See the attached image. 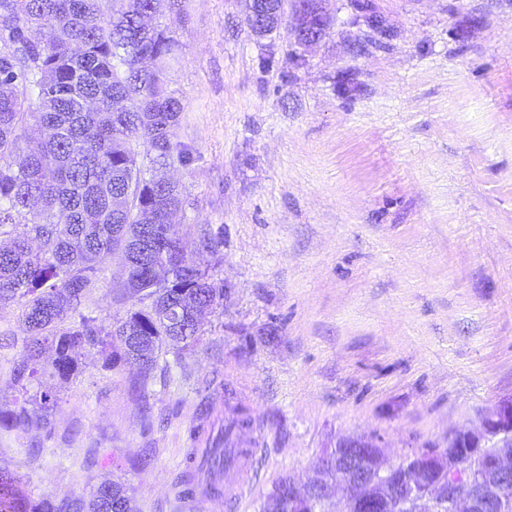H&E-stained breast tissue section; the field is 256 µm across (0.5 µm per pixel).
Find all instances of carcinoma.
<instances>
[{
	"mask_svg": "<svg viewBox=\"0 0 512 512\" xmlns=\"http://www.w3.org/2000/svg\"><path fill=\"white\" fill-rule=\"evenodd\" d=\"M178 0H0V304L16 303L29 333L15 383L35 379L43 346L52 374L76 371L74 349L119 344L176 352L200 341L203 312L224 299L204 263L179 257V183L146 176L142 160L187 164L175 141L182 107L165 69L176 43L152 18ZM44 131L31 144L26 130ZM158 224L156 233L145 225ZM127 255L121 297L140 304L114 325L81 306L100 288L112 253ZM168 278L155 276V263ZM178 304L190 325L176 336L163 311ZM28 421L22 406L0 426ZM122 483L60 504L31 501L19 480L0 472V512H114Z\"/></svg>",
	"mask_w": 512,
	"mask_h": 512,
	"instance_id": "1",
	"label": "carcinoma"
}]
</instances>
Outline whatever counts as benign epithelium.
Returning a JSON list of instances; mask_svg holds the SVG:
<instances>
[{"label": "benign epithelium", "mask_w": 512, "mask_h": 512, "mask_svg": "<svg viewBox=\"0 0 512 512\" xmlns=\"http://www.w3.org/2000/svg\"><path fill=\"white\" fill-rule=\"evenodd\" d=\"M496 444L486 456L483 447ZM478 456V479L451 478L458 470L457 450ZM512 479V401H501L483 417L480 428L457 431L448 447L418 451L399 462L384 460L381 441L340 437L322 452L303 485L291 480L283 496L293 512H317L334 494L347 491L342 512L356 505L361 512H382L384 505L405 504L411 512H512V500L497 496L498 487Z\"/></svg>", "instance_id": "obj_1"}]
</instances>
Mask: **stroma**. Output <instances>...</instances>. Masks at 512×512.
Returning a JSON list of instances; mask_svg holds the SVG:
<instances>
[{
    "instance_id": "35a3bbf8",
    "label": "stroma",
    "mask_w": 512,
    "mask_h": 512,
    "mask_svg": "<svg viewBox=\"0 0 512 512\" xmlns=\"http://www.w3.org/2000/svg\"><path fill=\"white\" fill-rule=\"evenodd\" d=\"M382 40L351 0H321L322 37L295 44L292 0L257 37L249 0L165 11V71L182 105L185 258L203 237L224 300L199 345L150 376L99 348L68 380L42 376L50 411L0 430V471L35 500L123 483L137 512H259L304 482L343 436L382 439L388 462L479 427L512 399V0H374ZM121 255L83 314L108 323ZM26 333L0 305V411L16 407ZM247 412L242 495L185 502L187 459Z\"/></svg>"
}]
</instances>
